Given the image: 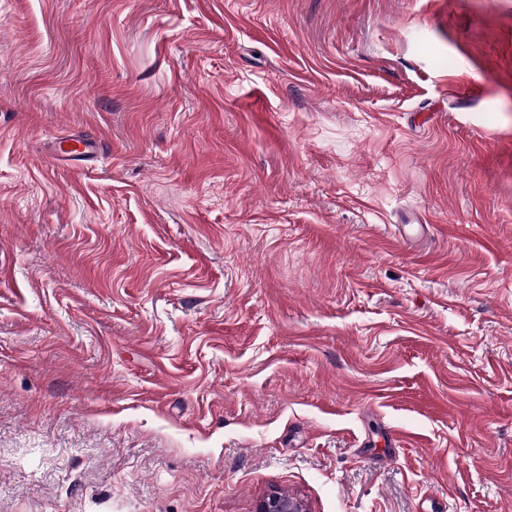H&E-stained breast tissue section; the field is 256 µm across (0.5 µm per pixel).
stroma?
Returning a JSON list of instances; mask_svg holds the SVG:
<instances>
[{
    "label": "stroma",
    "mask_w": 512,
    "mask_h": 512,
    "mask_svg": "<svg viewBox=\"0 0 512 512\" xmlns=\"http://www.w3.org/2000/svg\"><path fill=\"white\" fill-rule=\"evenodd\" d=\"M273 489L512 512V0H0V512Z\"/></svg>",
    "instance_id": "stroma-1"
}]
</instances>
